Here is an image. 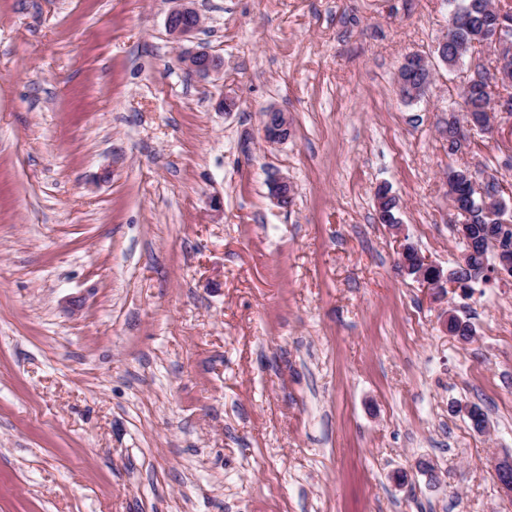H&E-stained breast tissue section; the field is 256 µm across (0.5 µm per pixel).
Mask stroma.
<instances>
[{"instance_id": "obj_1", "label": "stroma", "mask_w": 512, "mask_h": 512, "mask_svg": "<svg viewBox=\"0 0 512 512\" xmlns=\"http://www.w3.org/2000/svg\"><path fill=\"white\" fill-rule=\"evenodd\" d=\"M195 3L177 43L172 0H0V512H512V278L397 267L463 254L449 167L512 191V147L439 134L468 64L395 86L451 0ZM178 5L173 8L166 19V28L169 35L175 41H183L190 38L198 30V25L193 24L192 16L195 11L193 0H173ZM181 60L188 74L202 79L220 71L223 67L222 60L205 49L186 51ZM288 125L286 117H279L275 121L271 114H265L263 124V136L267 143L275 144L288 140ZM269 194L272 199L281 206H287L288 202L293 199V186L288 178L272 174L267 180ZM410 253H412L411 259L408 258ZM398 264L408 276L424 284L427 288L439 291L444 288H450L451 290L459 288V283L451 274L452 269L444 272L441 267L433 264L412 246L405 245L403 247ZM489 465L494 474L498 477L500 489L506 494H512V457L493 456L489 460Z\"/></svg>"}]
</instances>
